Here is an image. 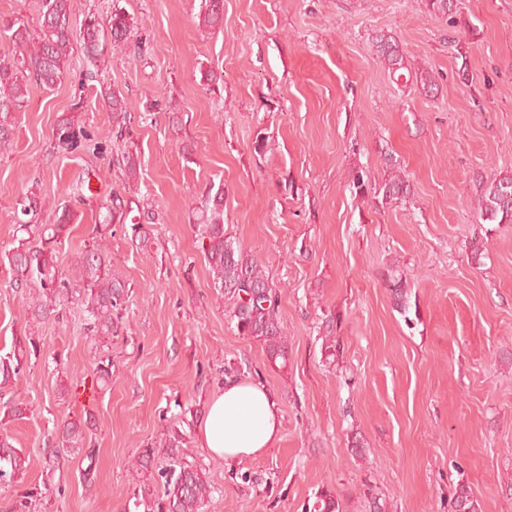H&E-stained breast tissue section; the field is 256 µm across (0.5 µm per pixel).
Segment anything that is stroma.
Returning a JSON list of instances; mask_svg holds the SVG:
<instances>
[{"instance_id":"1","label":"stroma","mask_w":512,"mask_h":512,"mask_svg":"<svg viewBox=\"0 0 512 512\" xmlns=\"http://www.w3.org/2000/svg\"><path fill=\"white\" fill-rule=\"evenodd\" d=\"M457 3L452 24L426 0H224L222 25L208 27L202 0H75L78 22L126 14L142 48L107 47L96 77L75 50L61 84H29L16 144L0 154V256L15 243L21 193L43 199L49 224L85 175L95 197L72 204L61 245L71 282L113 193L125 221L155 238L144 251L111 226L112 272L131 294L108 338L87 335L76 296L34 318L38 288H14L0 260V355L26 336L39 347L0 388V409H24L0 416L24 461L20 481L0 484V512H139L143 492H163L176 421L182 463L211 485L205 512H310L324 489L340 512H454L460 485L480 512H512V224L478 209L493 177L512 176V0ZM382 35L402 50L403 75L377 58ZM112 93L131 112L128 136L112 126ZM72 112L113 160L55 148ZM130 144L132 182L116 162ZM396 170L411 193L386 205L372 187ZM214 184L225 235L278 293L286 368L237 333L213 288L195 213ZM394 273L405 316L387 286ZM107 358L111 387L80 398ZM230 366L266 386L281 429L263 454L224 461L199 430ZM86 415L88 482L81 451L52 453L56 422ZM147 447L155 460L136 469Z\"/></svg>"}]
</instances>
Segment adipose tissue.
Returning <instances> with one entry per match:
<instances>
[{
  "label": "adipose tissue",
  "mask_w": 512,
  "mask_h": 512,
  "mask_svg": "<svg viewBox=\"0 0 512 512\" xmlns=\"http://www.w3.org/2000/svg\"><path fill=\"white\" fill-rule=\"evenodd\" d=\"M279 432L268 390L251 381H230L213 396L199 440L211 456L227 460L262 454Z\"/></svg>",
  "instance_id": "1"
}]
</instances>
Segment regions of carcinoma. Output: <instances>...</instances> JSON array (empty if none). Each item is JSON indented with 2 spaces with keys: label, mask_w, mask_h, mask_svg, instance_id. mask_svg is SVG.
<instances>
[{
  "label": "carcinoma",
  "mask_w": 512,
  "mask_h": 512,
  "mask_svg": "<svg viewBox=\"0 0 512 512\" xmlns=\"http://www.w3.org/2000/svg\"><path fill=\"white\" fill-rule=\"evenodd\" d=\"M205 25H220L224 13V0H204ZM430 14L448 16L455 13L456 0H427ZM73 0H42L39 26L31 32L22 22L0 25V38L12 44L11 53L0 55V151H8L16 133V111L23 107L28 85L37 83L51 90L62 82L74 42H79L84 56L94 68L106 63L105 39L112 45H126L131 40L130 23L122 13H112L107 23L94 15H86L80 27L72 24ZM376 55L389 71L396 73L405 68L403 53L389 36L376 41ZM108 108L118 133L128 130L131 123L125 100L115 94L108 97ZM58 148L74 152L93 149L105 152L101 145L91 144L92 138L85 122L78 116H67L53 129ZM385 204L406 200L411 188L406 176L395 173L376 188ZM483 220L496 224L512 223V177L494 179L479 200ZM43 201L30 191L16 203L18 215L16 244L0 257L7 261L17 285L32 284L42 290L40 300L33 306V315L47 318L62 305L73 290H78L85 305L87 331L92 336H110L114 318L122 310L129 288L123 280L112 274V260L107 244L96 235L75 256L80 267V281L73 285L65 277L60 265L59 245L64 235L70 234L75 220L73 210L63 205L55 213L52 224L39 223ZM197 232L202 241L205 258L213 286L224 298L228 317L238 334L259 342L269 362L284 368L288 363V344L284 336L279 312L278 295L263 271V266L252 258L240 243L224 234V189L208 192L203 210L197 219ZM125 235L145 250L152 245L150 230L144 224L123 226ZM396 310L405 321L410 308L409 293L398 276L388 281ZM21 366L20 355L0 357V386L11 381ZM90 418L65 420L58 427L55 449H82L85 445ZM23 464L12 445L0 440V482L11 481L22 470ZM164 478V493L152 503H144L146 512H204L211 496V485L201 470L181 465ZM313 512H339V505L331 491L316 496ZM455 512H478V503L471 490L462 485L456 491Z\"/></svg>",
  "instance_id": "1"
}]
</instances>
